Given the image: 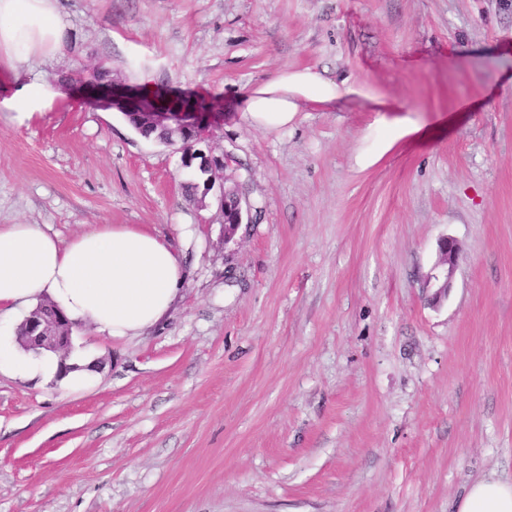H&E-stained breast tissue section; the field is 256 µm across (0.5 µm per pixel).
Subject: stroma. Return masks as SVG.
Returning a JSON list of instances; mask_svg holds the SVG:
<instances>
[{"instance_id": "stroma-1", "label": "stroma", "mask_w": 512, "mask_h": 512, "mask_svg": "<svg viewBox=\"0 0 512 512\" xmlns=\"http://www.w3.org/2000/svg\"><path fill=\"white\" fill-rule=\"evenodd\" d=\"M50 110L0 112V225L177 240L187 272L141 336L78 326L85 385L0 376V512H454L512 482V0H54ZM221 96L193 185L177 146L63 92L76 69ZM311 67L426 132L380 149L372 103L277 130L242 98ZM369 157L360 165V157ZM244 222L225 238L220 198ZM451 286L432 278L442 239ZM183 142H184V148L182 150L189 157V159L191 161L194 159H200V157L197 155H200L203 157V159L205 161V167H206L207 173H208L207 183L212 182L213 179L216 178L217 174L221 173V175L223 176V173H224V158H223V156L219 157V156H213V155H206L205 153H203L201 150H198V149H197V155L195 153V150L191 154V151L194 148V145H193L194 139L191 134L186 136V138L184 139ZM220 213L224 225H233L236 229L239 224H243L242 197L237 190H224Z\"/></svg>"}]
</instances>
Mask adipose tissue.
Masks as SVG:
<instances>
[{
    "instance_id": "obj_1",
    "label": "adipose tissue",
    "mask_w": 512,
    "mask_h": 512,
    "mask_svg": "<svg viewBox=\"0 0 512 512\" xmlns=\"http://www.w3.org/2000/svg\"><path fill=\"white\" fill-rule=\"evenodd\" d=\"M64 26L52 0H0V52L19 63L40 50L55 52ZM316 69L285 70L245 95L244 113L254 126L292 124L309 105H330L362 95ZM55 94L39 81L17 84L0 101L17 125L51 109ZM184 283L171 243L130 224H95L68 242L33 224L0 225V316L11 318L37 298H47L71 320L112 338L138 336L170 310ZM56 358L21 357L10 338H0V374L21 379L54 375ZM456 512H512V484L479 481Z\"/></svg>"
}]
</instances>
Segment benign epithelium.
<instances>
[{
  "label": "benign epithelium",
  "mask_w": 512,
  "mask_h": 512,
  "mask_svg": "<svg viewBox=\"0 0 512 512\" xmlns=\"http://www.w3.org/2000/svg\"><path fill=\"white\" fill-rule=\"evenodd\" d=\"M88 93L96 102L103 107L116 109L122 113L137 112L143 120L155 127L166 131L176 132L181 135L194 129L197 131L195 143L200 144L208 141L215 128L221 124V118L212 116L206 121L192 122L187 118V114L178 110L171 109L162 103L158 98L147 94L138 85H129L126 83H104L85 86ZM205 161L208 178L207 182H212L218 174L224 173V158L219 156L207 155L202 151H197ZM220 213L222 223L238 227L243 223L242 197L236 190H226L221 198ZM442 252H440L439 264L447 266L445 280L442 288H447L452 277L459 248L455 240L446 238L441 242ZM29 335L24 337L27 348L36 352L40 350L53 351L65 354L71 347L72 336L67 326L59 317L47 318L40 314L33 313L28 317Z\"/></svg>",
  "instance_id": "1"
}]
</instances>
